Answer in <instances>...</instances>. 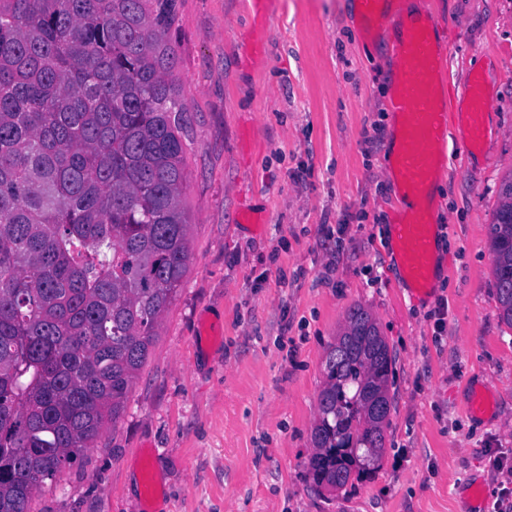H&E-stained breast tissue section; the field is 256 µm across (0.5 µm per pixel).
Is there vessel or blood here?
Here are the masks:
<instances>
[{
	"instance_id": "1",
	"label": "vessel or blood",
	"mask_w": 512,
	"mask_h": 512,
	"mask_svg": "<svg viewBox=\"0 0 512 512\" xmlns=\"http://www.w3.org/2000/svg\"><path fill=\"white\" fill-rule=\"evenodd\" d=\"M403 2L353 0V5L367 39H376L389 22L403 23V33L394 43V93L389 103L396 127L393 178L397 208L392 238L409 297L421 300L432 289L437 264L428 190L444 168L439 147L448 135L449 112L440 82L443 55L437 21L427 12L401 18ZM463 94L471 109L458 116L461 132L468 145L477 148L489 136L485 116L494 101L477 77L469 81Z\"/></svg>"
}]
</instances>
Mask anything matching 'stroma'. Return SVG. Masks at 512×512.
<instances>
[{"label":"stroma","mask_w":512,"mask_h":512,"mask_svg":"<svg viewBox=\"0 0 512 512\" xmlns=\"http://www.w3.org/2000/svg\"><path fill=\"white\" fill-rule=\"evenodd\" d=\"M451 109L480 72L497 130L444 145L441 273L410 300L390 262L392 46L351 0H175L165 39L185 106L188 272L126 407L31 512H471L512 492V329L490 223L512 175V0H421ZM389 345L390 426L336 491L307 464L326 352L353 305ZM493 414L467 411L473 388Z\"/></svg>","instance_id":"1"}]
</instances>
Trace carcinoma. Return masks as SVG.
<instances>
[{"mask_svg":"<svg viewBox=\"0 0 512 512\" xmlns=\"http://www.w3.org/2000/svg\"><path fill=\"white\" fill-rule=\"evenodd\" d=\"M173 0H0V512L116 422L188 270ZM512 328V177L491 221ZM389 346L352 306L325 356L309 473L341 489L385 450Z\"/></svg>","mask_w":512,"mask_h":512,"instance_id":"carcinoma-1","label":"carcinoma"}]
</instances>
